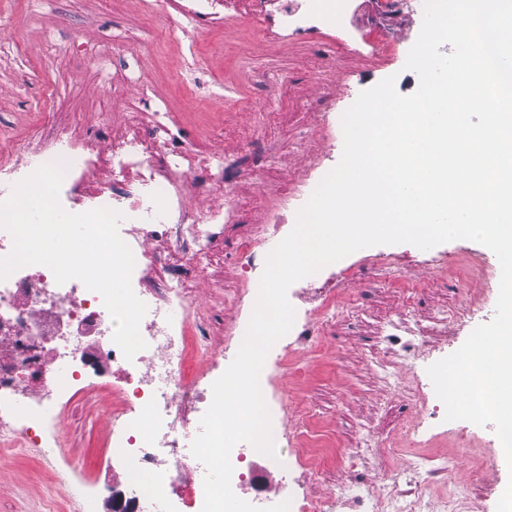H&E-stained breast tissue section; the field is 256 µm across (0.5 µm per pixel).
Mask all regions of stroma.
<instances>
[{
  "label": "stroma",
  "instance_id": "35a3bbf8",
  "mask_svg": "<svg viewBox=\"0 0 512 512\" xmlns=\"http://www.w3.org/2000/svg\"><path fill=\"white\" fill-rule=\"evenodd\" d=\"M376 3L354 0L350 27L355 41L343 40L339 27L331 26L305 36L297 54H272L261 44L243 49L233 23L211 20L196 38L203 68L196 85L189 88L183 84L175 44L164 42L137 0H0V29L16 40L21 52L20 57L0 59V158L20 164L35 165L30 148L53 124L68 123L81 139L98 147L103 135L119 134L130 116L144 120L151 110L167 108L184 124L197 150L215 155L235 152L238 143L221 132V103L208 95L210 79L216 76L237 84L246 74L263 76L267 90L254 96L252 112L277 113V124L268 136L272 150L261 166L239 178L237 190L250 206L242 223L225 227L224 242L201 270L202 286L195 294L202 313L216 320L206 345L220 353V363L214 367L206 357L197 360L209 381H216L234 359L236 333L248 319L234 260L237 240L268 225L264 200L286 192L310 159H322L326 172L341 159L342 134L330 140L312 134L313 113L325 108L346 111L362 91L390 76L403 95L419 85L417 74L405 63L421 30L422 10L400 11L396 21L383 28ZM376 38L395 47L380 65L368 54V45ZM311 50L326 56L330 91H323L306 58ZM47 79L58 92L52 112L39 109ZM146 80L157 91L147 107L139 95ZM252 112L239 113L236 123L248 122ZM481 249L469 240L428 250L392 245L407 278L424 283L410 303L411 320L422 333L406 350L392 336L390 325L408 303L399 289L384 287V270L362 263L364 254H376V247L350 255V262L361 267L355 278L358 311L331 319L321 336L297 347L296 367L280 361L286 339H279L267 355L272 391L283 399L273 416L278 456L252 462L254 482L267 499L282 502L288 486L303 484L321 496L339 487L362 494L403 468L405 457L397 447L404 433L422 420L416 380L427 375L429 348L452 354L495 313V301L479 299L481 283L440 275L435 263L443 254ZM465 307L471 316L463 325L452 324L447 335H433L435 316ZM304 411L311 416L312 429L331 437L339 448L325 458L314 480L288 444L289 427ZM111 432L108 396L73 397L56 421V447L30 448L0 458V512H70L72 503L86 499L92 500L94 512H108V500L121 481L120 467L110 463L102 446ZM469 433L477 445L488 447L492 460L483 465L459 456L448 480L468 487L477 512H496L512 471L494 431L474 425Z\"/></svg>",
  "mask_w": 512,
  "mask_h": 512
}]
</instances>
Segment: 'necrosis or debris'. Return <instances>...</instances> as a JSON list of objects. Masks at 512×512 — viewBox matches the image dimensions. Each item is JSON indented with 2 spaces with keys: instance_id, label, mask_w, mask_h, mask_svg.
Listing matches in <instances>:
<instances>
[{
  "instance_id": "obj_1",
  "label": "necrosis or debris",
  "mask_w": 512,
  "mask_h": 512,
  "mask_svg": "<svg viewBox=\"0 0 512 512\" xmlns=\"http://www.w3.org/2000/svg\"><path fill=\"white\" fill-rule=\"evenodd\" d=\"M350 0H321L301 8L295 0H281L271 11L266 0H239L230 18L243 33L274 49L285 48L299 32L344 18ZM210 17V0L192 6L167 0L158 17L168 34L199 29ZM273 113L260 114L256 126L226 127L241 150L224 157L204 156L186 145L183 128L173 113L153 112L149 122L129 119L121 136L108 139L98 152L79 139L70 127L53 125L39 150L44 163L66 169L60 202L71 213L111 207L124 215L118 232L130 247L135 267L134 294L147 306L140 323L145 349L125 359L113 341L114 322L101 295L81 281L57 283L43 265H30L0 281V457L25 448H43L47 432L65 401L77 393L99 394L91 382L101 363L119 373L112 387V435L106 448L122 463L129 499L144 503L158 499L167 487L183 484L198 460L180 446L190 430L182 416L187 404L203 400L205 388L195 357L209 334L191 290L198 272L211 257L224 227L240 221L241 205L235 183L243 168L257 166L266 156L257 128L268 129ZM102 168L104 180L87 185L89 169ZM224 195L223 204L192 208L188 196ZM286 237V225L272 234L247 233L236 244V264L246 284L248 303H255L270 235ZM357 298L352 289L328 288L311 306L296 312L293 327L301 335H317L335 315L352 313ZM180 317H172V309ZM428 422L423 430L404 436L405 448H431L445 425V406L434 393L423 396ZM173 466L165 473L154 468L159 453ZM409 475H396L359 497L345 489L316 497L289 490L293 512H471V498L462 484H445L427 493L416 463Z\"/></svg>"
}]
</instances>
